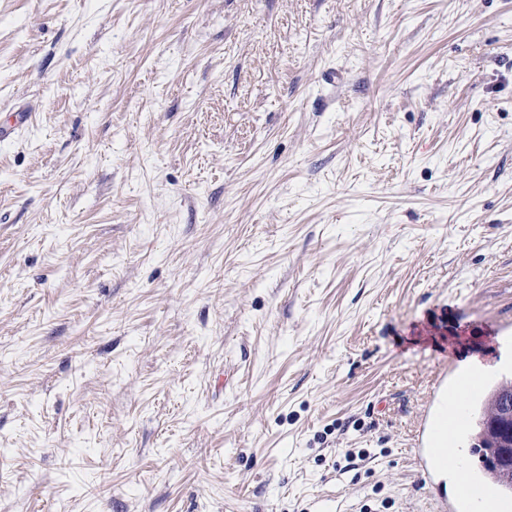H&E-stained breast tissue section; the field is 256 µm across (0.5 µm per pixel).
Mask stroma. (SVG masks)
I'll list each match as a JSON object with an SVG mask.
<instances>
[{
	"label": "stroma",
	"mask_w": 512,
	"mask_h": 512,
	"mask_svg": "<svg viewBox=\"0 0 512 512\" xmlns=\"http://www.w3.org/2000/svg\"><path fill=\"white\" fill-rule=\"evenodd\" d=\"M22 110L0 512H431L435 381L512 373V0H0Z\"/></svg>",
	"instance_id": "1"
}]
</instances>
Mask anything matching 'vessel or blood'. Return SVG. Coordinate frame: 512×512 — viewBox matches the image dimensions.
Instances as JSON below:
<instances>
[{"label":"vessel or blood","mask_w":512,"mask_h":512,"mask_svg":"<svg viewBox=\"0 0 512 512\" xmlns=\"http://www.w3.org/2000/svg\"><path fill=\"white\" fill-rule=\"evenodd\" d=\"M487 386L481 368L449 367L420 421L415 459L421 483L432 485L435 473L448 465L455 474L451 492L435 496L436 512H512V498L503 496L465 458L449 459L445 451L469 428L472 409L484 398Z\"/></svg>","instance_id":"obj_1"}]
</instances>
